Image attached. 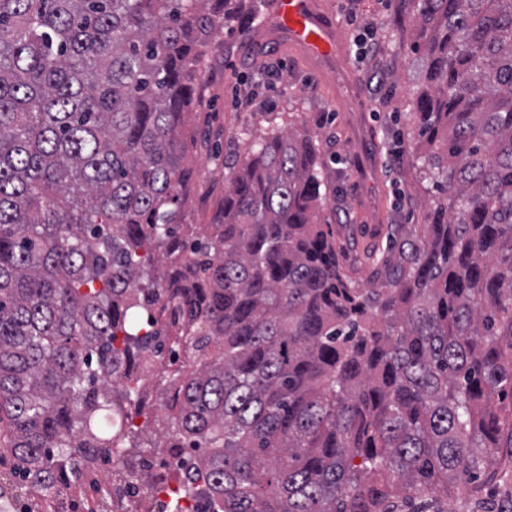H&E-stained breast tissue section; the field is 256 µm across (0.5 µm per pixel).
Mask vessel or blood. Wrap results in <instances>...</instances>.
I'll list each match as a JSON object with an SVG mask.
<instances>
[{
	"label": "vessel or blood",
	"instance_id": "b4317fda",
	"mask_svg": "<svg viewBox=\"0 0 512 512\" xmlns=\"http://www.w3.org/2000/svg\"><path fill=\"white\" fill-rule=\"evenodd\" d=\"M267 21L289 46L314 61L335 57L341 25L326 16L319 0H272Z\"/></svg>",
	"mask_w": 512,
	"mask_h": 512
}]
</instances>
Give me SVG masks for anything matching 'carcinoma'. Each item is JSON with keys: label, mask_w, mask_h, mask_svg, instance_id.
<instances>
[{"label": "carcinoma", "mask_w": 512, "mask_h": 512, "mask_svg": "<svg viewBox=\"0 0 512 512\" xmlns=\"http://www.w3.org/2000/svg\"><path fill=\"white\" fill-rule=\"evenodd\" d=\"M411 3L443 196L389 228L398 262L366 254L365 290L305 128L248 135L182 234L184 114L228 0H0V422L30 489L167 448L203 512H394L512 448V0ZM139 368L160 425L130 421Z\"/></svg>", "instance_id": "cac0c4a2"}]
</instances>
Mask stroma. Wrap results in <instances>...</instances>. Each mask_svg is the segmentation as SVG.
<instances>
[{
    "label": "stroma",
    "mask_w": 512,
    "mask_h": 512,
    "mask_svg": "<svg viewBox=\"0 0 512 512\" xmlns=\"http://www.w3.org/2000/svg\"><path fill=\"white\" fill-rule=\"evenodd\" d=\"M254 22L226 24L206 47L200 96L187 117L195 135L187 157L193 175L186 187L187 231L200 235L211 223L228 182L227 164L245 153L242 131L260 135L276 114H291L306 125L325 156L335 157L333 230L340 259L359 287H373L369 248H385L388 225L422 224L438 194L422 181L416 162L419 140L414 96L426 69L412 46L422 29L407 0H363V18L343 28L340 56L310 62L288 48L267 26V0ZM373 22L380 45L382 83L358 67L353 39ZM495 477L459 480L448 496L421 497V512H512V448L494 453ZM12 457L0 451V512H50L51 502L10 480Z\"/></svg>",
    "instance_id": "35a3bbf8"
}]
</instances>
